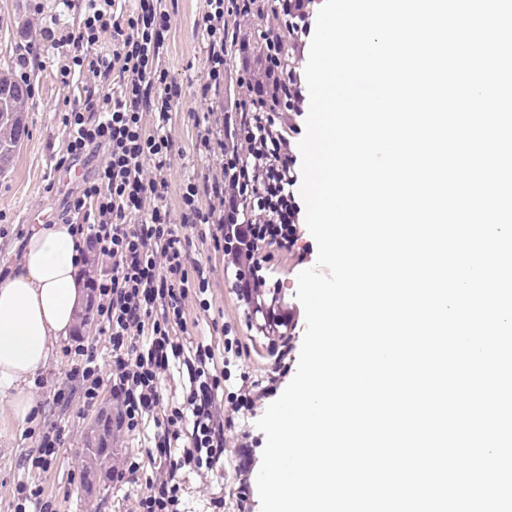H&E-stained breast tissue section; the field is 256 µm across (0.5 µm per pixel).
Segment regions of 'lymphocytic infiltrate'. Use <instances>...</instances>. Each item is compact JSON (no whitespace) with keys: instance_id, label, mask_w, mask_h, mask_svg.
Wrapping results in <instances>:
<instances>
[{"instance_id":"lymphocytic-infiltrate-1","label":"lymphocytic infiltrate","mask_w":512,"mask_h":512,"mask_svg":"<svg viewBox=\"0 0 512 512\" xmlns=\"http://www.w3.org/2000/svg\"><path fill=\"white\" fill-rule=\"evenodd\" d=\"M123 0H86L84 23L68 42L75 66L93 76L120 70L117 97L87 89L81 104L62 117L66 152L57 166L81 160L94 148L106 159L66 205L73 229L84 244L82 258L97 253L111 257L112 272L90 281L99 298V332L111 347L108 378H101L93 350H83L81 376L85 406H93L102 384L116 401V429L136 431L154 426L148 453L166 464L164 478L136 493L133 512H181L183 470H212L224 457L226 433L238 414H256L277 391L276 378L253 381L222 399L223 373L213 368L214 353L204 344L190 347L177 331L194 293H206L209 277L202 265H191V240L179 224H213L221 234L216 251L231 256L240 293L251 299L264 284L262 250L291 251L299 240L295 186L298 175L290 137L305 97L298 62L312 29L314 0H277L288 19L287 36H273L265 55L271 91H256L251 117L229 123L217 137L209 116L199 118L196 149L218 160L219 172L209 184L184 185L178 218L167 208L169 183L163 175L175 140L173 104L185 95L208 96L224 85V0H206L199 26L206 49L201 83L184 87L166 83L159 69L170 19L160 0H139L124 15ZM114 41L111 54L89 56L104 32ZM246 150H239V143ZM154 175H146L145 162ZM208 203H201V196ZM197 288H190L189 276ZM182 379V397L166 402L159 386L163 375ZM232 414L222 417V406Z\"/></svg>"}]
</instances>
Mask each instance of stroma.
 <instances>
[{
    "label": "stroma",
    "mask_w": 512,
    "mask_h": 512,
    "mask_svg": "<svg viewBox=\"0 0 512 512\" xmlns=\"http://www.w3.org/2000/svg\"><path fill=\"white\" fill-rule=\"evenodd\" d=\"M36 5L43 16L39 25L32 20V8ZM162 7L170 18L160 63L167 82L184 86L200 82L206 51L195 26L206 11L205 0H163ZM83 14L82 0H0V71L16 75L20 47L31 43L39 51L38 62L28 69L35 91L27 99L24 131L8 169L0 173V269L8 267L19 253L30 225L60 223L68 195L78 190L83 177L106 158L100 150L78 161L81 174L77 177L55 166L65 151L61 117L93 82L87 71L67 80L61 76L72 56L67 35L82 24ZM224 18L227 37L223 91L204 99L184 97L175 102L171 114L175 150L164 175L169 183L168 209L174 216L180 211L181 192L187 179L202 181L213 177L218 167L215 158L199 156L195 149L196 114L210 111L220 120L248 105L253 96L254 76L260 71L264 33H288L284 19L274 18L272 12L237 14L235 0H224ZM47 26L52 28V36L44 35ZM191 241L192 260L212 269L206 294L211 306L205 310L198 303H190L183 341L207 343L219 359L224 356L225 337H234L246 346L248 354L232 367L225 390L233 391L242 382L273 375L278 378L279 388H286L293 375L277 374L268 339L289 330L294 346L302 344L305 315L296 298L297 276L316 262L314 238L306 233L298 242L300 248H309L307 257H299L297 252L275 254L264 272L267 286L258 304L242 300L235 276L228 269L229 261L223 253L215 252L207 225H199ZM87 346L94 347L99 366L108 365L110 346L98 326H91L83 338L71 335L60 340L48 365L31 384L40 408L36 418L19 422L9 396L0 393V512H20L17 485L24 480L43 488L44 497L52 502L55 512H131L136 490L164 474L165 465L152 460L147 453L151 446L149 433L121 430L112 435L111 463H137L134 483L122 486L109 481L98 486L95 493L86 492L82 484L86 431L98 412L113 407L112 394L106 387L101 388L96 406L83 405L82 380L72 376L71 367L79 349ZM62 391L70 395L68 404L58 401ZM55 425L67 429L63 447L47 471L28 468V460L40 453L42 434ZM243 438L253 442L249 450L251 463L244 471L238 467L239 451L235 447L236 441ZM227 443L224 461L214 473L202 476L184 472L185 512H210L209 501L216 496L223 497L224 512H261L259 497H250L242 505L235 496L239 482L255 484L261 466L265 435L257 428L255 417L237 419L235 430L227 435Z\"/></svg>",
    "instance_id": "stroma-1"
}]
</instances>
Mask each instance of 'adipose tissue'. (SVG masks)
Returning a JSON list of instances; mask_svg holds the SVG:
<instances>
[{
    "instance_id": "ef3b65f1",
    "label": "adipose tissue",
    "mask_w": 512,
    "mask_h": 512,
    "mask_svg": "<svg viewBox=\"0 0 512 512\" xmlns=\"http://www.w3.org/2000/svg\"><path fill=\"white\" fill-rule=\"evenodd\" d=\"M81 250L70 225L34 224L0 277V391L10 393L19 420L35 415L29 386L76 325L85 297Z\"/></svg>"
}]
</instances>
